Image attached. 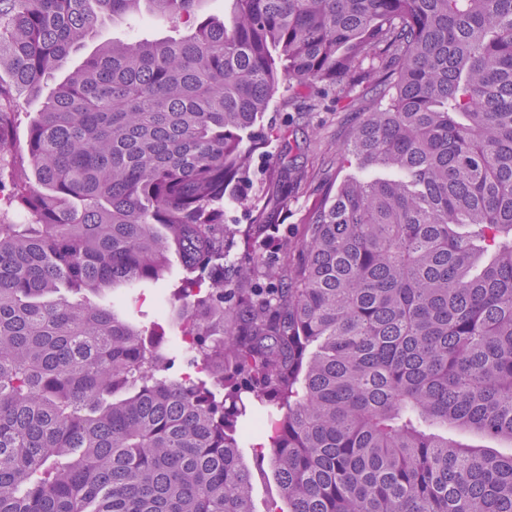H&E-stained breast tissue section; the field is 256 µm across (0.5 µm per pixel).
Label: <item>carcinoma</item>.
<instances>
[{
  "label": "carcinoma",
  "mask_w": 512,
  "mask_h": 512,
  "mask_svg": "<svg viewBox=\"0 0 512 512\" xmlns=\"http://www.w3.org/2000/svg\"><path fill=\"white\" fill-rule=\"evenodd\" d=\"M201 0H0V512H512V0H226L114 41L9 138L106 19ZM297 253L256 125L295 81L362 79ZM250 209L243 231L224 203ZM185 370L121 309L165 281ZM108 297L106 304L92 298ZM200 14L210 15L217 21H224V0H203L196 16L184 18L176 25L171 22L155 24L147 16H131L122 25L112 27V21L100 23L87 35L79 51L73 53L66 64V71L78 68L84 58L95 51L99 46L111 42L113 39L137 41L142 39L156 40L180 38L193 32L199 21ZM55 80L49 79L44 84V89L41 97H21L14 100L12 103V112H17V124L15 128V142L18 149H22L25 145V130L29 120L40 109L43 98L48 96L55 87Z\"/></svg>",
  "instance_id": "obj_1"
}]
</instances>
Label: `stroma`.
<instances>
[{
	"label": "stroma",
	"mask_w": 512,
	"mask_h": 512,
	"mask_svg": "<svg viewBox=\"0 0 512 512\" xmlns=\"http://www.w3.org/2000/svg\"><path fill=\"white\" fill-rule=\"evenodd\" d=\"M198 17H187L177 24H158L144 15L130 17L119 26L104 21L87 35L66 67L78 68L87 55L114 39H177L188 35L196 27ZM371 93V85L365 80L359 82L349 99L337 98L332 86L292 84L285 96L275 97L269 112L265 113V124L286 131L288 140L266 144L256 157L255 173L260 176L271 169L285 168V175L269 184L268 199L272 221L287 225L289 240L300 239L306 214L320 200L326 183L349 175L361 176V169L352 165L337 169L336 146L360 120L365 100ZM180 275V266L171 265L164 284L143 288L144 299L134 306L139 324L168 338L179 335L181 327L160 313L157 300L167 293L169 286L177 284Z\"/></svg>",
	"instance_id": "1"
}]
</instances>
